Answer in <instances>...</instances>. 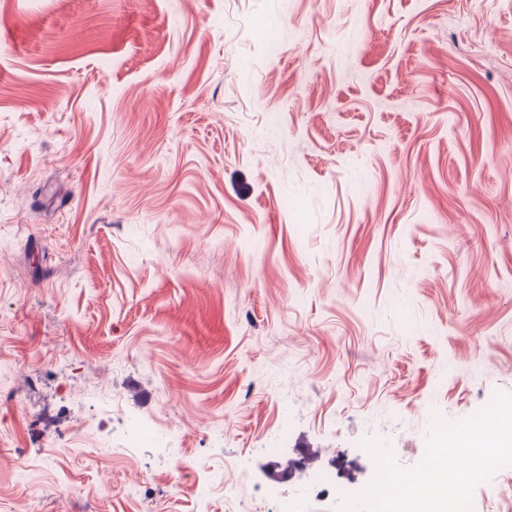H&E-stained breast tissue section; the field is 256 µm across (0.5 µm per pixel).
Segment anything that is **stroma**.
Listing matches in <instances>:
<instances>
[{"label":"stroma","mask_w":512,"mask_h":512,"mask_svg":"<svg viewBox=\"0 0 512 512\" xmlns=\"http://www.w3.org/2000/svg\"><path fill=\"white\" fill-rule=\"evenodd\" d=\"M1 367L0 512L418 464L512 392V0H0Z\"/></svg>","instance_id":"1"}]
</instances>
